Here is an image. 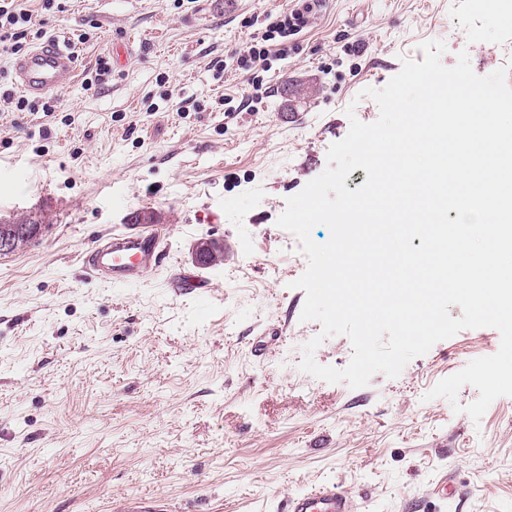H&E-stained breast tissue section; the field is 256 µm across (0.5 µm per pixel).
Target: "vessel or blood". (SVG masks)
<instances>
[{"mask_svg":"<svg viewBox=\"0 0 512 512\" xmlns=\"http://www.w3.org/2000/svg\"><path fill=\"white\" fill-rule=\"evenodd\" d=\"M15 83L25 96L41 98L69 85L76 76V55L55 40L34 47L13 62ZM164 232L153 224H130L112 230L86 255L83 268L115 285L153 277L170 260L161 246ZM354 502L339 484L314 486L288 500V512H354Z\"/></svg>","mask_w":512,"mask_h":512,"instance_id":"obj_1","label":"vessel or blood"}]
</instances>
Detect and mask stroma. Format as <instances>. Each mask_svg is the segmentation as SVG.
Here are the masks:
<instances>
[{
  "label": "stroma",
  "mask_w": 512,
  "mask_h": 512,
  "mask_svg": "<svg viewBox=\"0 0 512 512\" xmlns=\"http://www.w3.org/2000/svg\"><path fill=\"white\" fill-rule=\"evenodd\" d=\"M290 0H31L71 44L75 81L53 113L0 105V221L37 220L0 255V512H112L147 497L170 512H280L334 482L357 512H512V397L480 421L426 394L495 354L465 329L398 378L353 389L300 370L321 331L301 321L307 267L276 224L326 167L351 118L418 45L467 51L486 76L512 59V0H324L252 89L235 53L254 17ZM105 83L87 87L97 58ZM252 96L248 108L230 111ZM354 116H347V107ZM294 113L278 126L273 116ZM163 226L175 266L116 288L80 257L132 209ZM224 245L198 265V242ZM449 473L455 502L430 497Z\"/></svg>",
  "instance_id": "stroma-1"
}]
</instances>
